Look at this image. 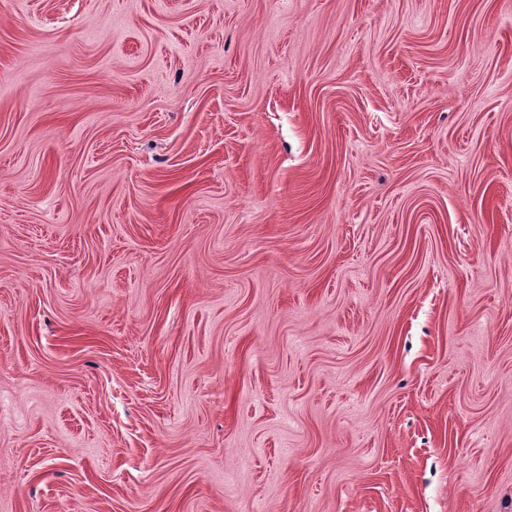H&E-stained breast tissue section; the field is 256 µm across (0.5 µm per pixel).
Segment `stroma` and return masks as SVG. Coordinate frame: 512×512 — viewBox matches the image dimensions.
<instances>
[{
  "label": "stroma",
  "mask_w": 512,
  "mask_h": 512,
  "mask_svg": "<svg viewBox=\"0 0 512 512\" xmlns=\"http://www.w3.org/2000/svg\"><path fill=\"white\" fill-rule=\"evenodd\" d=\"M0 512H512V0H0Z\"/></svg>",
  "instance_id": "1"
}]
</instances>
